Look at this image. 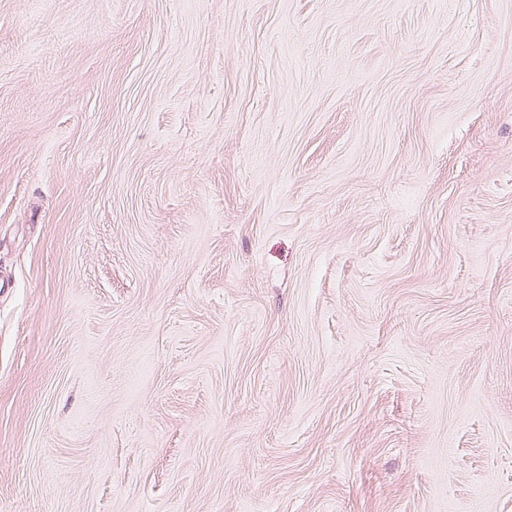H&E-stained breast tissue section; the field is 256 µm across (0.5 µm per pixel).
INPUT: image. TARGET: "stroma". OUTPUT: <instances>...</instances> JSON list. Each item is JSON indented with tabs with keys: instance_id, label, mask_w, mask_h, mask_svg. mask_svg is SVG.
Segmentation results:
<instances>
[{
	"instance_id": "obj_1",
	"label": "stroma",
	"mask_w": 512,
	"mask_h": 512,
	"mask_svg": "<svg viewBox=\"0 0 512 512\" xmlns=\"http://www.w3.org/2000/svg\"><path fill=\"white\" fill-rule=\"evenodd\" d=\"M0 512H512V0H0Z\"/></svg>"
}]
</instances>
